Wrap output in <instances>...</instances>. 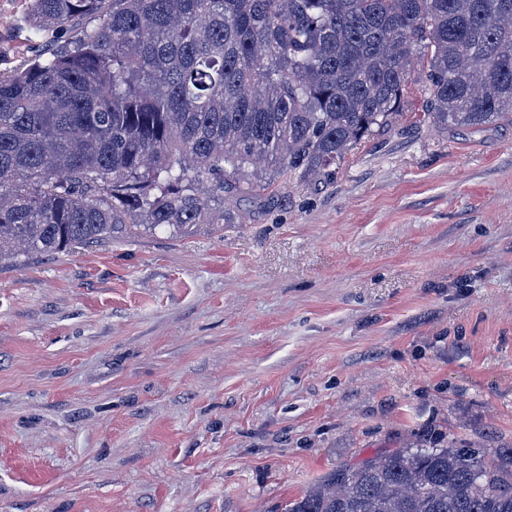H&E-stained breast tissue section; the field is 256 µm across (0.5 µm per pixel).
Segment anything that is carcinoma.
<instances>
[{
    "label": "carcinoma",
    "instance_id": "1",
    "mask_svg": "<svg viewBox=\"0 0 512 512\" xmlns=\"http://www.w3.org/2000/svg\"><path fill=\"white\" fill-rule=\"evenodd\" d=\"M103 2L29 0L73 36L0 74V267L221 230L275 174L334 178L413 82L438 128L512 122V0ZM282 512H512V448L391 449Z\"/></svg>",
    "mask_w": 512,
    "mask_h": 512
}]
</instances>
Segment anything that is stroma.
Here are the masks:
<instances>
[{"label": "stroma", "mask_w": 512, "mask_h": 512, "mask_svg": "<svg viewBox=\"0 0 512 512\" xmlns=\"http://www.w3.org/2000/svg\"><path fill=\"white\" fill-rule=\"evenodd\" d=\"M58 45L0 0V72ZM229 209L0 268V512H280L385 450L512 446V123L406 112Z\"/></svg>", "instance_id": "obj_1"}]
</instances>
